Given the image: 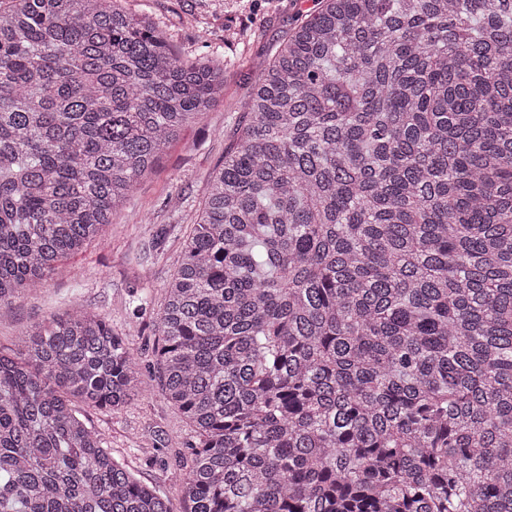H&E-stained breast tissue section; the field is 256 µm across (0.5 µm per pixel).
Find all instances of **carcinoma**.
<instances>
[{
  "label": "carcinoma",
  "instance_id": "cac0c4a2",
  "mask_svg": "<svg viewBox=\"0 0 512 512\" xmlns=\"http://www.w3.org/2000/svg\"><path fill=\"white\" fill-rule=\"evenodd\" d=\"M115 0H0V306L111 223L224 66ZM154 313L182 512H512V0H321L257 67ZM78 308L0 345V512H172L77 408Z\"/></svg>",
  "mask_w": 512,
  "mask_h": 512
}]
</instances>
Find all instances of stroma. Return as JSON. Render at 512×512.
<instances>
[{"instance_id": "1", "label": "stroma", "mask_w": 512, "mask_h": 512, "mask_svg": "<svg viewBox=\"0 0 512 512\" xmlns=\"http://www.w3.org/2000/svg\"><path fill=\"white\" fill-rule=\"evenodd\" d=\"M121 5L149 15L186 56L235 55L234 65L224 70V96L168 145L101 237L59 262L43 287L0 307V344L10 345L28 323L77 306L100 314L129 337L144 372L143 392L121 413L89 410L88 421L142 483L164 493L173 512H180L192 434L154 368V323L132 316L130 295L147 289L154 301L162 300L209 181L241 127L254 61L273 55L297 21L317 10L319 0H121Z\"/></svg>"}]
</instances>
